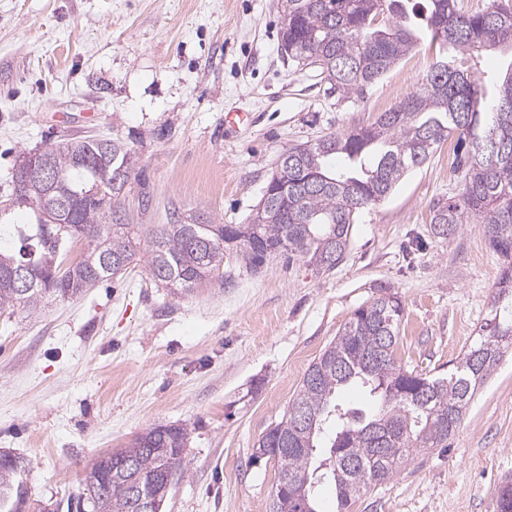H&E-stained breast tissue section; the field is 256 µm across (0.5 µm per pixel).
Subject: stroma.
I'll return each mask as SVG.
<instances>
[{
	"instance_id": "stroma-1",
	"label": "stroma",
	"mask_w": 512,
	"mask_h": 512,
	"mask_svg": "<svg viewBox=\"0 0 512 512\" xmlns=\"http://www.w3.org/2000/svg\"><path fill=\"white\" fill-rule=\"evenodd\" d=\"M281 0H0V207L28 151L103 135L137 159L126 206L141 223L207 210L245 224L279 155L371 123L415 89L433 55H408L344 98L280 52ZM248 118L224 127L228 112ZM452 142L354 225L329 271L224 254L223 290L177 296L145 263L42 312H0V448L29 463L35 503L67 499L99 457L157 425L189 440L165 512H267L275 461L254 459L314 359L383 293L404 304L397 356L447 374L479 343L503 259L480 224L448 239L433 206L462 189ZM512 480V354L446 447L403 464L350 512H495Z\"/></svg>"
}]
</instances>
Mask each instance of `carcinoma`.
Instances as JSON below:
<instances>
[{
  "label": "carcinoma",
  "mask_w": 512,
  "mask_h": 512,
  "mask_svg": "<svg viewBox=\"0 0 512 512\" xmlns=\"http://www.w3.org/2000/svg\"><path fill=\"white\" fill-rule=\"evenodd\" d=\"M288 32L281 52L288 61L315 68L336 94H361L413 50L436 52L415 90L373 122L288 148V195L261 198L248 224H216L199 210L167 224H132L125 184L137 161L127 144L110 138L71 139L42 149L59 178L49 191L33 186L17 204L31 220L16 224L0 211V312L40 310L48 296L81 295L100 281L145 262L151 280L190 294L224 287V251L237 250L256 270L274 253L329 271L342 260L352 227L387 197L405 176L449 138L463 187L455 199L433 207L431 230L448 238L463 225L483 224L490 246L506 262L483 339L448 375L430 377L398 364L401 299L391 293L357 309L308 367L281 420L262 436L254 458L279 437L278 479L269 512H320L315 469L334 484L336 512L372 486L394 478L414 454L437 448L455 433L477 389L512 345V62L492 77L475 59L492 50L512 51V0H491L464 12L458 0H282ZM105 147L111 201L72 199L89 190L96 170L76 155ZM80 225L81 235L68 230ZM87 243L81 259L64 263L74 244ZM31 269L30 288L19 293L12 263ZM359 384L367 404L347 407L339 391ZM334 430L319 455L326 428ZM187 430L158 425L87 472L84 492L54 512H162L172 483L160 482L152 499L132 492L181 466ZM28 488L13 463L0 460V512H25Z\"/></svg>",
  "instance_id": "obj_1"
}]
</instances>
